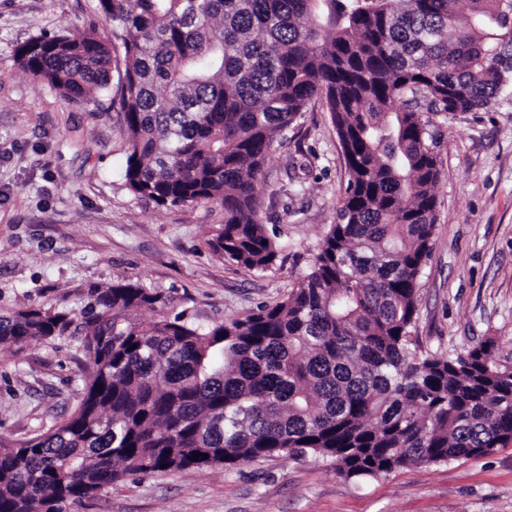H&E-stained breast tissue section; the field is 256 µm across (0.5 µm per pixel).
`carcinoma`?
<instances>
[{"label":"carcinoma","instance_id":"1","mask_svg":"<svg viewBox=\"0 0 512 512\" xmlns=\"http://www.w3.org/2000/svg\"><path fill=\"white\" fill-rule=\"evenodd\" d=\"M97 10L104 32L34 35L16 62L69 102L112 97L126 187L156 206L220 205L208 245L224 260L275 265L256 182L309 106L330 113L348 180L297 287L243 318L200 327L132 282L89 289L77 322L35 306L0 316L1 350L76 332L93 363L67 417L0 440V512H67L162 469L312 453L361 478L512 445V364L493 357V340L448 356L410 348L440 175L430 115L476 112L512 89V0Z\"/></svg>","mask_w":512,"mask_h":512}]
</instances>
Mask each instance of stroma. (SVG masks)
Instances as JSON below:
<instances>
[{"label":"stroma","mask_w":512,"mask_h":512,"mask_svg":"<svg viewBox=\"0 0 512 512\" xmlns=\"http://www.w3.org/2000/svg\"><path fill=\"white\" fill-rule=\"evenodd\" d=\"M97 0H0V315L22 305L80 317L88 289L129 280L167 292L200 326L272 305L308 271L336 220L347 168L329 112L309 107L275 142L257 184L281 247L266 271L215 255L219 205L158 207L126 187L122 112L35 85L15 48L39 33L105 23ZM441 134L432 251L412 336L448 355L486 340L512 363V96L435 116ZM92 363L76 336L0 350V439L69 415ZM69 512H512V446L376 478L326 458L280 456L230 469L131 475Z\"/></svg>","instance_id":"obj_1"}]
</instances>
